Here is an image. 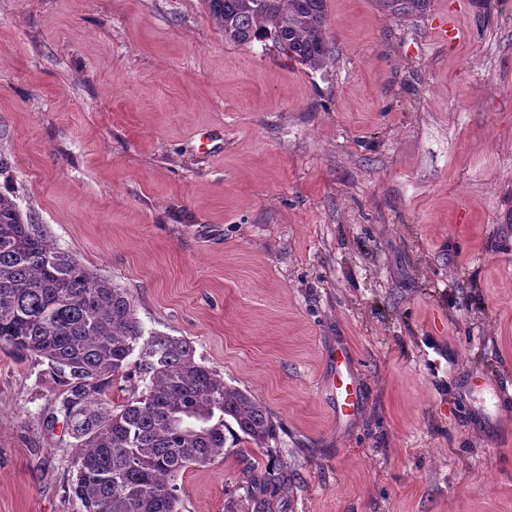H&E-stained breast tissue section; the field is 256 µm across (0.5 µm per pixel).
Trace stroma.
I'll use <instances>...</instances> for the list:
<instances>
[{
    "instance_id": "1",
    "label": "stroma",
    "mask_w": 512,
    "mask_h": 512,
    "mask_svg": "<svg viewBox=\"0 0 512 512\" xmlns=\"http://www.w3.org/2000/svg\"><path fill=\"white\" fill-rule=\"evenodd\" d=\"M327 39L314 70L204 0H0V192L278 424L180 512H512V0H328ZM55 391L0 346V512H84ZM332 394L336 401L338 417L351 416L359 405V391L354 379L350 360L341 352V360H336L335 376L332 381Z\"/></svg>"
}]
</instances>
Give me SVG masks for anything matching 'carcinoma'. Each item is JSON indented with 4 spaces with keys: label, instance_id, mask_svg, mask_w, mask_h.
I'll list each match as a JSON object with an SVG mask.
<instances>
[{
    "label": "carcinoma",
    "instance_id": "obj_1",
    "mask_svg": "<svg viewBox=\"0 0 512 512\" xmlns=\"http://www.w3.org/2000/svg\"><path fill=\"white\" fill-rule=\"evenodd\" d=\"M428 0H380L394 15ZM224 41L267 39L312 69L330 58L327 0H205ZM0 345L48 362L58 378L62 422L79 452L73 492L85 512H179L177 477L229 454L233 442L259 448L277 425L249 392L195 359L185 339H142L128 293L58 247L44 224L0 193ZM139 352L142 390L119 403L106 389L127 377Z\"/></svg>",
    "mask_w": 512,
    "mask_h": 512
}]
</instances>
